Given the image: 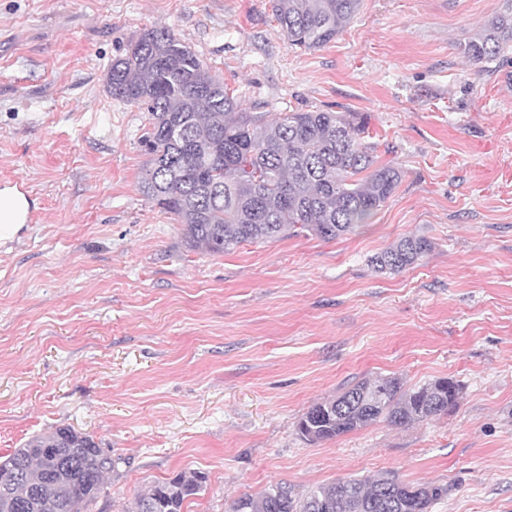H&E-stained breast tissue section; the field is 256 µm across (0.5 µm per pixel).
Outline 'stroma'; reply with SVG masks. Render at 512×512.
Listing matches in <instances>:
<instances>
[{
	"instance_id": "obj_1",
	"label": "stroma",
	"mask_w": 512,
	"mask_h": 512,
	"mask_svg": "<svg viewBox=\"0 0 512 512\" xmlns=\"http://www.w3.org/2000/svg\"><path fill=\"white\" fill-rule=\"evenodd\" d=\"M504 0H362L301 51L269 0H0V187L35 199L0 247V457L59 427L120 463L90 512L200 472L185 512L283 482L392 476L447 486L432 512H512V60L462 46ZM184 38L250 112L366 117L404 177L368 226L187 250L139 189L145 110L112 98L115 56L148 28ZM432 250L397 274L372 255ZM448 377L457 409L311 444L315 402L365 378ZM432 247V242L426 237L406 236L371 256L369 263L381 273H400L418 263Z\"/></svg>"
}]
</instances>
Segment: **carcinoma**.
Here are the masks:
<instances>
[{"instance_id": "obj_1", "label": "carcinoma", "mask_w": 512, "mask_h": 512, "mask_svg": "<svg viewBox=\"0 0 512 512\" xmlns=\"http://www.w3.org/2000/svg\"><path fill=\"white\" fill-rule=\"evenodd\" d=\"M361 0H270L288 42L304 50L336 40ZM512 0L465 44L474 64L508 59ZM107 92L149 112L142 144L150 155L140 181L147 199L183 226L187 249L222 255L242 244L307 233L322 240L350 234L393 195L402 168L377 164L368 121L355 112L293 109L247 112L168 28H150L112 59ZM432 249L406 236L373 255L378 272L400 273ZM452 379L406 387L397 377L364 379L314 403L298 420L311 444L384 419L409 427L458 407ZM118 460L94 437L68 427L32 437L0 461V512H88ZM206 477L181 473L147 487L133 512H183ZM448 494L433 483L393 477L350 479L297 495L283 484L243 494L231 512H429Z\"/></svg>"}]
</instances>
